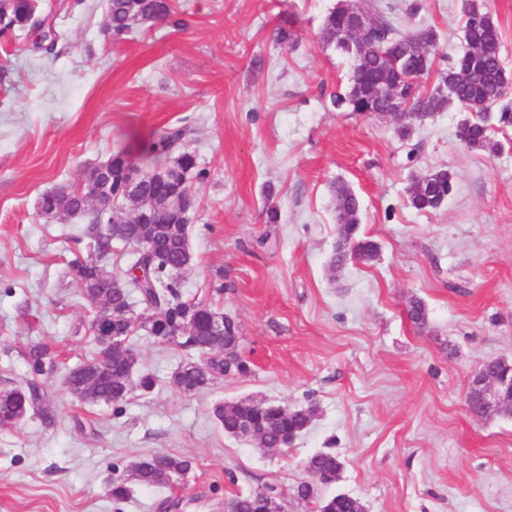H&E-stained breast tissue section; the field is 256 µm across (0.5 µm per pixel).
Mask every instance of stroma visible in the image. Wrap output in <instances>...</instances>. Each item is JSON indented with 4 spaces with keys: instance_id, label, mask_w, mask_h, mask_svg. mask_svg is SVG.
Returning a JSON list of instances; mask_svg holds the SVG:
<instances>
[{
    "instance_id": "stroma-1",
    "label": "stroma",
    "mask_w": 512,
    "mask_h": 512,
    "mask_svg": "<svg viewBox=\"0 0 512 512\" xmlns=\"http://www.w3.org/2000/svg\"><path fill=\"white\" fill-rule=\"evenodd\" d=\"M402 29L433 28L438 50L424 90L462 50L467 0H371ZM337 0H176L190 26L156 25L120 42L105 32V0H43L54 52L29 37L0 42V390L17 385L32 341L59 365L42 382L53 426L28 415L0 428V512H212L241 490L273 487L285 512H311L297 494L305 464L335 454L339 480L366 512H512V414L479 418L466 405L481 364L512 359V131L496 153L468 148L459 108L406 140L382 114L339 112L348 63L319 33ZM288 23L291 39L271 34ZM188 127L210 172L195 184L188 226L195 265L182 294L232 317L250 370L195 392L171 378L174 345L133 336L151 394L132 392L121 414L71 395L64 378L97 348L89 303L66 277L86 250L83 217L48 218L40 196L78 186L84 171L163 128ZM447 169L437 210L409 203L414 179ZM361 202L359 232L379 246L340 269L337 184ZM280 213L266 221L265 206ZM426 328L409 316L412 301ZM271 400L313 409L290 448L225 435L216 403ZM145 455L184 456L192 469L164 491L108 493L114 471Z\"/></svg>"
}]
</instances>
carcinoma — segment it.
<instances>
[{"mask_svg": "<svg viewBox=\"0 0 512 512\" xmlns=\"http://www.w3.org/2000/svg\"><path fill=\"white\" fill-rule=\"evenodd\" d=\"M348 5L338 3L327 15L321 28V42L338 55L351 61L344 92L330 96L331 104L345 112L366 115L384 109L376 98L375 88L388 81L403 86L406 93H415L416 109L404 114L397 133L408 138L426 120L449 107L473 103L475 118L466 120L460 136L464 143L478 150H499L491 133L512 128V105L503 101L509 87V75L500 59L501 34L491 15L474 4L466 10L464 34L475 46L448 58V66L438 71V83L454 84V103L433 92L414 90L412 75L427 76L433 68L430 49L436 47L437 35L432 28L405 33L389 20L373 18L374 27L360 40L347 29ZM154 23H163L176 31L188 27L186 12L176 8L175 0H106L105 31L114 41H122L134 30ZM35 33L38 48L53 51L56 35L47 15L35 0H0V38ZM189 131L165 129L152 134L143 145H133L139 162L133 163L126 151L112 154V177L136 179L141 195L136 199H121L122 205L112 211V223L119 225L110 234L106 217L98 211L94 188H65L41 197L40 209L46 215L71 216L86 212L88 218L84 236L93 243L96 254H76L67 262V273L82 290L94 315L109 320L113 332L130 337L136 331L146 333L159 345H175L188 353L172 377V383L184 391H198L211 385L224 374V344L239 346V340L225 338L215 344L211 324L225 316L198 302L193 316H187L190 301L183 298L179 276L195 264L188 244V229L176 219L177 207L168 204L174 199V180L181 174L199 183L209 178V172L198 166L196 154L187 148ZM426 188L411 187L409 202L418 211L436 210L451 190V176L445 169L421 175ZM360 202L346 185L336 186L337 240L332 261L340 262L348 254H357L361 261L370 262L378 254L373 240L359 235ZM136 243L134 258L128 269L116 274L102 264V258L112 253V247H128ZM134 288L143 313L131 320L129 288ZM57 354L43 342L27 345L23 359L27 373L21 385L0 390V428H8L28 414L40 416L42 422H55L44 392L42 380L57 369ZM99 355L70 369L65 377L69 392L84 402L118 405L127 400L133 390L146 395L156 387L150 373L140 375L136 385L130 377L138 365V356L129 346L112 353V363L105 369L97 367ZM212 414L229 437H236L241 411L233 404L218 403ZM303 421L292 412L285 423L274 422L269 435L276 438L288 431L297 435ZM307 464L315 473H334L341 462L331 453L319 452ZM192 461L186 457L143 456L123 474L112 477L109 492L115 501L128 499L132 486L161 489L171 485L176 476L190 471ZM274 490L241 491L224 503L233 512H271L276 502ZM316 512H360V504L347 497H330L318 503Z\"/></svg>", "mask_w": 512, "mask_h": 512, "instance_id": "cac0c4a2", "label": "carcinoma"}]
</instances>
